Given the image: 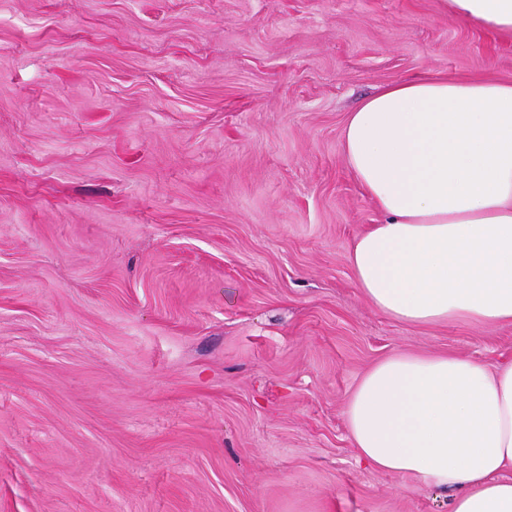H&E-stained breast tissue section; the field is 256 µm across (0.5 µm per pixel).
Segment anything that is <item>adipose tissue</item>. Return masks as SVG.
I'll return each mask as SVG.
<instances>
[{
    "label": "adipose tissue",
    "mask_w": 512,
    "mask_h": 512,
    "mask_svg": "<svg viewBox=\"0 0 512 512\" xmlns=\"http://www.w3.org/2000/svg\"><path fill=\"white\" fill-rule=\"evenodd\" d=\"M512 34V0H443ZM344 155L383 223L350 252L381 313L430 326L512 324V82L424 74L350 112ZM344 417L371 466L453 490L449 512H512V362L400 353L357 383Z\"/></svg>",
    "instance_id": "1"
}]
</instances>
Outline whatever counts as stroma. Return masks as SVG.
<instances>
[{
  "instance_id": "35a3bbf8",
  "label": "stroma",
  "mask_w": 512,
  "mask_h": 512,
  "mask_svg": "<svg viewBox=\"0 0 512 512\" xmlns=\"http://www.w3.org/2000/svg\"><path fill=\"white\" fill-rule=\"evenodd\" d=\"M430 73L512 82L443 0H0V512H448L359 463L344 408L418 327L349 264L383 216L348 112Z\"/></svg>"
}]
</instances>
